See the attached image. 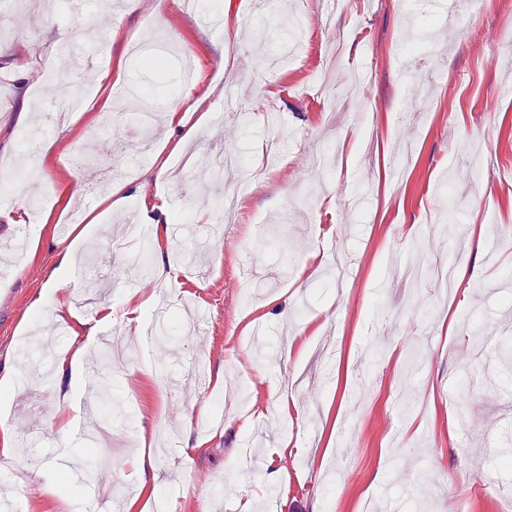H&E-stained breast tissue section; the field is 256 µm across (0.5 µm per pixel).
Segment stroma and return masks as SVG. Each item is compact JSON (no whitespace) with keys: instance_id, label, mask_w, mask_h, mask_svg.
Returning <instances> with one entry per match:
<instances>
[{"instance_id":"obj_1","label":"stroma","mask_w":512,"mask_h":512,"mask_svg":"<svg viewBox=\"0 0 512 512\" xmlns=\"http://www.w3.org/2000/svg\"><path fill=\"white\" fill-rule=\"evenodd\" d=\"M154 2L0 5V167L26 152L21 105L41 139L76 141L81 157L75 168L53 151L38 180L0 192V240L53 215L28 262L0 279V376L19 368L20 354L37 356L47 330L58 350L74 341L75 320L32 317L41 289L69 293L87 319L139 289L138 274L117 272L141 247L121 227L139 223L142 209L164 207L161 223L183 226L186 240L212 225L226 195L242 221L203 247L200 265L173 243L150 248V263L175 270L167 316L176 325L143 354L138 324L117 317L96 335L84 370L100 371L116 397L109 425L81 409L87 380L17 381L0 419L16 430L28 415L44 437L16 431L13 456L0 455L9 473L0 496L61 512L53 487L84 483L86 444L110 460L95 483L125 503L138 497L131 458L146 436L173 512L197 500L207 512H255L272 491L276 512H361L368 498L378 512H505L512 292L493 287L512 275V97L498 94L512 83V14H474L466 0H340L328 30L315 21L319 0H218L225 27L213 31L197 17L205 0L194 12L166 0L161 22ZM443 5L456 25H444ZM25 16L33 26L21 27ZM149 44L161 69L141 65L136 48ZM50 68L91 89L78 117L64 116V93L45 82ZM220 74L236 85L235 111L206 94ZM184 94L197 108L169 122L158 100ZM105 109L111 124L94 123ZM191 127L187 152L230 147L242 167L211 182L181 170L168 145ZM142 140L154 156H129L120 177L136 194L126 208L82 203L85 169L104 174L114 145ZM76 211L99 222L93 246L77 247L88 281L59 271L77 231L57 227ZM459 253L466 263L447 303L430 280L393 265ZM194 357L207 378L223 374V387L178 384ZM60 409L75 422L69 443L52 421ZM484 440L492 452L472 453ZM284 444L291 457L276 455ZM276 471L283 484L271 481Z\"/></svg>"}]
</instances>
